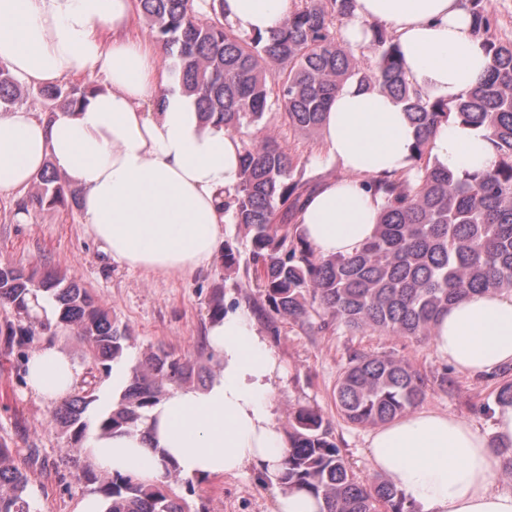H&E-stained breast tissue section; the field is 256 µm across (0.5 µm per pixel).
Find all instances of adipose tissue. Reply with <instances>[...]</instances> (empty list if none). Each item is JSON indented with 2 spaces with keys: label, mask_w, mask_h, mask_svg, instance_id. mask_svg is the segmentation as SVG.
<instances>
[{
  "label": "adipose tissue",
  "mask_w": 512,
  "mask_h": 512,
  "mask_svg": "<svg viewBox=\"0 0 512 512\" xmlns=\"http://www.w3.org/2000/svg\"><path fill=\"white\" fill-rule=\"evenodd\" d=\"M292 9V0H224L234 29L265 36ZM372 24L391 29L413 86L433 98L460 96L490 63L467 0H356L343 36L360 45ZM132 28V0H0V64L19 82L101 83L71 111L0 113V195L26 190L53 166L79 191L83 220L112 262L184 275L220 248L243 139L203 120L161 46ZM321 136L346 176L320 184L298 222L319 256H348L373 238L381 212V197L365 181L412 173L415 128L390 95L350 80L337 90ZM432 156L460 174L490 169L497 158L485 130L456 121L441 123ZM207 344L220 369L204 387L170 390L136 432L94 435L85 456L112 476L149 481L170 467L192 479L250 470L278 487L276 512H320L306 490L279 487L288 448L276 402L284 367L252 313L229 310L212 320ZM433 349L462 373L512 366V291L472 293L450 306L435 325ZM79 375L46 343L30 358L26 382L54 403ZM367 448L372 469L415 512H512V488L500 487L491 448L462 418L416 411L371 432Z\"/></svg>",
  "instance_id": "1"
}]
</instances>
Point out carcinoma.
<instances>
[{"label":"carcinoma","mask_w":512,"mask_h":512,"mask_svg":"<svg viewBox=\"0 0 512 512\" xmlns=\"http://www.w3.org/2000/svg\"><path fill=\"white\" fill-rule=\"evenodd\" d=\"M475 30L491 58L487 73L453 101L432 98L407 79L399 43L375 25L373 63L344 41L340 25L353 17L356 0H294L284 25L265 37L241 33L224 20V0H136V9L166 53L174 79L196 96L198 111L233 132L261 127L258 144H244L233 219L245 232L249 258L270 310L307 323L314 307L354 331L422 339L448 307L467 294L512 291V41L491 34L494 19L484 0H468ZM354 79L390 94L416 129L415 175L394 181L370 179L383 197L375 237L350 256L324 259L303 237L298 216L316 185L295 177L300 158L287 152L265 116L275 113L289 129L320 131L336 90ZM96 86L66 80L43 87L48 113L74 110ZM24 89L0 65V113L10 112ZM449 120L484 128L493 142V168L459 175L432 161L438 126ZM33 205L72 207L78 193L53 166L37 177ZM44 293L58 309L55 322L32 313L28 297ZM0 301L19 318L7 336L70 331L89 343L91 368L109 370L123 360L126 330L80 284L55 272L42 275L0 264ZM202 383L197 361L159 349L131 369L119 398L90 412L96 387L85 383L58 407L54 422L77 447L91 430L108 434L135 429L147 409L170 390ZM426 379L408 362L356 355L333 390L336 409L362 427L392 422L418 406ZM288 455L281 481L307 490L325 512H413L385 481L361 483L330 438L320 414L302 407L288 431ZM85 483L110 501L107 512H188L177 489L183 480L168 470L166 480L114 478L86 463ZM28 479L7 444L0 443V512H34Z\"/></svg>","instance_id":"1"}]
</instances>
